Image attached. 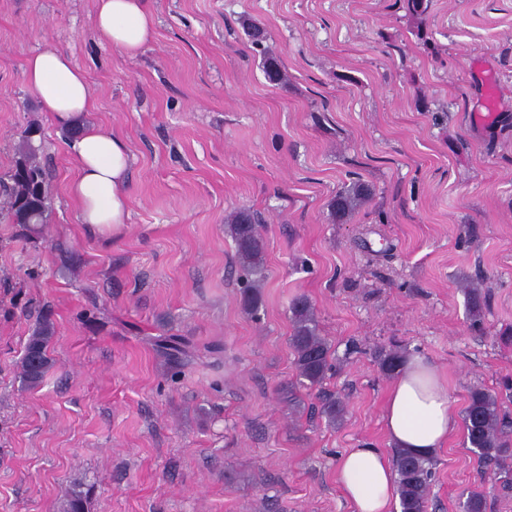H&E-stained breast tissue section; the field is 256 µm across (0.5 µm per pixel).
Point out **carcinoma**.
<instances>
[{
	"label": "carcinoma",
	"mask_w": 512,
	"mask_h": 512,
	"mask_svg": "<svg viewBox=\"0 0 512 512\" xmlns=\"http://www.w3.org/2000/svg\"><path fill=\"white\" fill-rule=\"evenodd\" d=\"M252 44L260 48L265 76L271 83L283 81L284 74L278 60L263 47L261 30L250 25ZM40 128L30 126L16 149V160L11 170L0 176V218L18 224L31 235H40L48 224L49 196L47 173L41 160L42 146L34 144ZM370 196V189L356 181L343 184L331 203V215L337 222L349 219L352 212ZM230 236L235 244L236 258L246 274L242 289V304L247 310H256L262 304L263 282L266 278L264 243L261 218L249 209L234 212L229 220ZM468 311L474 324H480L486 297L477 288L466 292ZM292 333L289 347L297 370L298 384L313 389L323 384L330 369L331 344L321 335L316 311L306 298H296L290 305ZM55 335L53 323L44 318L32 329L21 361L23 381L30 387L39 385L50 368L52 358L49 344ZM156 351L168 361H178L193 355V345L178 336H160L154 340ZM376 358L382 372L393 376L400 367L404 352L380 348ZM319 413L328 423L336 425L344 415L342 400L333 393L320 397ZM465 441L477 458L483 462L503 463L512 457V441L508 433L512 423L500 412L496 393L485 389L471 390L462 415ZM433 455L398 450L395 467L398 475V494L401 512H429L431 503Z\"/></svg>",
	"instance_id": "cac0c4a2"
}]
</instances>
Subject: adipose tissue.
<instances>
[{"label": "adipose tissue", "instance_id": "1", "mask_svg": "<svg viewBox=\"0 0 512 512\" xmlns=\"http://www.w3.org/2000/svg\"><path fill=\"white\" fill-rule=\"evenodd\" d=\"M148 0H95L98 38L123 55H137L154 34ZM24 78L43 111L63 127H78L67 144L76 174L69 192L81 223L103 243L120 235L129 219L126 186L131 156L126 142L83 117L94 108L85 73L65 54L45 49L28 57ZM388 443L417 453L441 448L456 428L448 393L434 366L422 355H408L390 386L383 415ZM396 472L379 449L363 446L345 452L338 480L352 512H391Z\"/></svg>", "mask_w": 512, "mask_h": 512}]
</instances>
